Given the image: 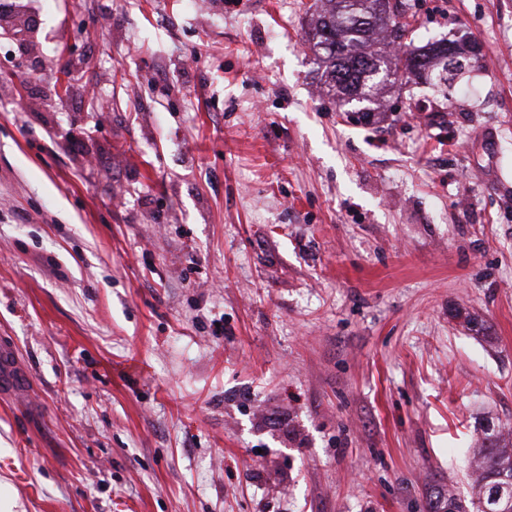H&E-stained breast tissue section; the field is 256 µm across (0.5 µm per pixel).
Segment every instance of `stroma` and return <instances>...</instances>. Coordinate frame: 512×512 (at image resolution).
<instances>
[{
	"mask_svg": "<svg viewBox=\"0 0 512 512\" xmlns=\"http://www.w3.org/2000/svg\"><path fill=\"white\" fill-rule=\"evenodd\" d=\"M340 110L314 0L0 16V512H424L512 433V0ZM0 382L2 390L7 389L14 394L28 387L23 368L15 362L10 348L2 342L0 344Z\"/></svg>",
	"mask_w": 512,
	"mask_h": 512,
	"instance_id": "35a3bbf8",
	"label": "stroma"
}]
</instances>
